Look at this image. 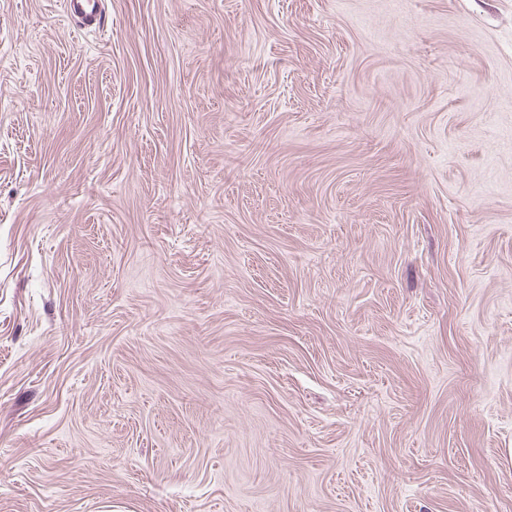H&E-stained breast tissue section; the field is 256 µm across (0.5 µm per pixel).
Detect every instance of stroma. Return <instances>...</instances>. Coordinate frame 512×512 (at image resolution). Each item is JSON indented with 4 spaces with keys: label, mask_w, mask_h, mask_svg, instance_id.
I'll list each match as a JSON object with an SVG mask.
<instances>
[{
    "label": "stroma",
    "mask_w": 512,
    "mask_h": 512,
    "mask_svg": "<svg viewBox=\"0 0 512 512\" xmlns=\"http://www.w3.org/2000/svg\"><path fill=\"white\" fill-rule=\"evenodd\" d=\"M0 0V512H512V0ZM100 0H65L67 14L85 25H92L100 20Z\"/></svg>",
    "instance_id": "obj_1"
}]
</instances>
